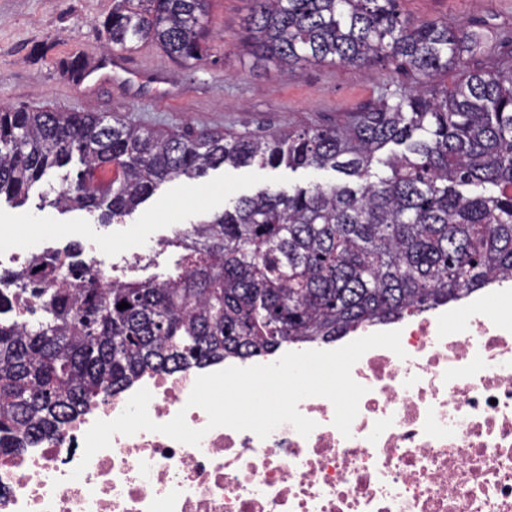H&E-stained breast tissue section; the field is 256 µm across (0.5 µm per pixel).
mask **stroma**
<instances>
[{
  "mask_svg": "<svg viewBox=\"0 0 512 512\" xmlns=\"http://www.w3.org/2000/svg\"><path fill=\"white\" fill-rule=\"evenodd\" d=\"M251 8L252 0H212L209 51L200 64L183 67L144 44L129 54L131 72L87 91L65 71L72 59L106 56L102 23L112 0H0V104L96 112L161 134H262L344 122L348 113L376 103L384 88L406 81L385 61L368 69L325 63L287 72L276 61L256 59L240 46ZM399 11L412 25L444 18L480 34L483 47L466 58L468 68L512 65V0H399ZM66 175L49 172L24 205L1 198L0 241L25 245L43 238L62 248L104 240L117 257L154 247L176 228L208 220L260 190L342 180L330 169L227 165L163 184L132 215L102 224L84 211L41 206L40 193L65 187Z\"/></svg>",
  "mask_w": 512,
  "mask_h": 512,
  "instance_id": "obj_1",
  "label": "stroma"
}]
</instances>
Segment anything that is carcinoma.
<instances>
[{"label":"carcinoma","instance_id":"carcinoma-1","mask_svg":"<svg viewBox=\"0 0 512 512\" xmlns=\"http://www.w3.org/2000/svg\"><path fill=\"white\" fill-rule=\"evenodd\" d=\"M243 50L285 66L389 61L419 76L384 90L343 125L301 131L159 136L94 112L0 106V197L25 202L52 169H80L49 204L121 221L162 184L225 164L330 168L347 180L241 197L177 232V272L92 287L79 249L0 274V455L54 436L146 372L187 370L332 342L512 278V67L466 72L478 38L446 20L409 25L399 0H253ZM210 0H112L107 45L153 43L183 65L208 54ZM389 144L404 147L386 159ZM384 167L374 175L372 167ZM112 169V185L95 173ZM52 281L55 286L44 287ZM22 296L43 313L12 314ZM126 302L129 307L120 309Z\"/></svg>","mask_w":512,"mask_h":512}]
</instances>
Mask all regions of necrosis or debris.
I'll return each instance as SVG.
<instances>
[{"instance_id":"1","label":"necrosis or debris","mask_w":512,"mask_h":512,"mask_svg":"<svg viewBox=\"0 0 512 512\" xmlns=\"http://www.w3.org/2000/svg\"><path fill=\"white\" fill-rule=\"evenodd\" d=\"M405 357L375 348L354 365L366 387L350 437L326 398L303 399L309 437L284 424L267 438L187 407L198 376L147 373L90 406L61 435L0 457V512H512V290L490 288L453 312L390 322ZM148 389L150 418L205 429L199 446L149 431L114 435L79 480L84 436Z\"/></svg>"}]
</instances>
